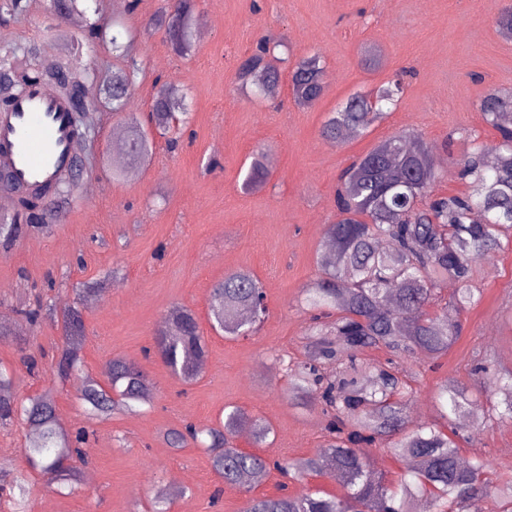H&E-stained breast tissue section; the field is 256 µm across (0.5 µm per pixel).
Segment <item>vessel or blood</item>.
<instances>
[{"label": "vessel or blood", "instance_id": "b4317fda", "mask_svg": "<svg viewBox=\"0 0 512 512\" xmlns=\"http://www.w3.org/2000/svg\"><path fill=\"white\" fill-rule=\"evenodd\" d=\"M69 112L68 101L35 84L9 112L0 114V160L18 181L45 184L71 167Z\"/></svg>", "mask_w": 512, "mask_h": 512}]
</instances>
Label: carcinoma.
<instances>
[{
  "label": "carcinoma",
  "instance_id": "obj_1",
  "mask_svg": "<svg viewBox=\"0 0 512 512\" xmlns=\"http://www.w3.org/2000/svg\"><path fill=\"white\" fill-rule=\"evenodd\" d=\"M192 0H172L176 24L165 25L175 51L186 54ZM112 35V53L126 59V67L113 73L112 109L122 111L128 87L140 72L137 60L127 57L133 32ZM12 49L0 58V85L11 86L26 79L11 67ZM362 65L370 70L383 66L380 49L365 48ZM279 60L268 42L259 40L254 53L242 61L237 78L268 91L280 82ZM325 70L315 57H302L289 71L293 101L311 107L324 90ZM402 75L395 74L380 86L355 93L327 119L322 137L342 141L345 133L367 134L385 117L382 104L398 101L403 92ZM184 93L161 84L148 113L147 125L137 119L127 122L126 135L112 151V176L123 177L129 164L151 154L155 127L166 135L183 111ZM479 110L500 135L490 147L473 141L472 151L459 163L458 175L466 181L461 194L433 193L442 178L431 147L409 146L410 134L397 132L358 157L340 175L336 221L325 225V241L334 245L335 256L319 258L318 275L304 288V303L313 312L311 351L296 361L275 353L273 361L291 378L288 398L321 405L328 439L313 455L288 463L270 462L233 443L239 429L249 426L253 443L262 445L270 433L267 423L254 419L239 406L224 414L216 426L186 424L171 432L168 443L181 448L191 440L202 445L215 474L224 486L249 493L251 476L274 469L294 482L330 470L343 478L339 493L314 491L297 495L251 496L245 512H467L468 504L489 494L499 499L500 512H512V478L496 475L489 461L476 457L461 462L460 448L448 434L452 416L472 402L468 391L443 383L441 421L407 427L406 405L413 395L405 367L424 351L437 360L459 339V320L448 308L436 309L440 283L452 280L456 288V311L478 303L473 287L479 265L492 263L512 245V96L496 89L486 92ZM267 172L255 161L246 173L243 187L265 183ZM262 284L249 272L231 270L210 289L211 327L229 338L250 335L266 317L261 303ZM167 329L159 331L156 353L182 382H195L206 366L210 350L195 314L184 307L169 312ZM63 339L53 373L66 382L81 363L85 336L79 307L62 314ZM370 348H383L389 357L375 368L373 380L363 382L362 355ZM108 384L84 376L81 400L91 412L108 417L116 412L137 413L153 404L156 386L139 365L124 356L112 357L107 365ZM13 376L0 369V424L16 419L29 430L25 452L30 466L47 477L56 493L72 489L79 467L87 464L83 445L89 432L64 428L58 421L49 391L16 400ZM486 409L477 424L494 428L512 421V371L494 373L485 387ZM384 443L387 450L406 464V476L393 483L372 468L369 446ZM29 477L0 479V504L10 512H28Z\"/></svg>",
  "mask_w": 512,
  "mask_h": 512
}]
</instances>
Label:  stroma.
<instances>
[{
    "label": "stroma",
    "instance_id": "35a3bbf8",
    "mask_svg": "<svg viewBox=\"0 0 512 512\" xmlns=\"http://www.w3.org/2000/svg\"><path fill=\"white\" fill-rule=\"evenodd\" d=\"M512 0H195L193 19H205L204 36L193 39L184 56L172 48L165 28L152 20L163 0H79L61 18L49 0H27V11L0 16V47L37 45L48 67L63 56L61 35H72L73 20L122 18L138 33L130 53L143 67L123 112L109 103L99 109L96 144L111 150L113 128L129 116L146 119L161 80L185 94L186 121L177 145L156 137L150 161L114 179L109 166L94 169L92 181L110 191L87 196L78 190L59 222L40 227L18 220L13 241L0 240V324L11 336L0 339V365L14 372L13 393L26 397L52 390L57 414L69 428L84 427L90 464L72 493L39 490L31 512H151V501L174 475L185 482L169 494V512H244L248 495L275 496L321 488L341 490L333 477L319 475L284 483L270 471L252 493L224 487L207 454L189 442L169 446L167 434L183 425H206L236 405L267 422L265 446L254 447L249 429L235 443L274 461L306 457L325 442L326 421L319 406L288 401V378L271 355L280 350L304 357L309 316L302 290L317 271L324 227L336 217L341 171L381 140L406 131L431 146L443 171L439 194L464 192L456 164L471 137L496 145L478 103L488 89L512 94V40L496 19ZM276 42V56L296 60L319 56L326 69L322 97L297 107L288 81L265 99H255L236 79L240 60L260 38ZM378 46L384 66L360 64L364 46ZM73 63L88 67L87 87L103 95L124 60L110 42L72 51ZM406 71L405 89L395 110L367 135L341 143L322 138L321 128L351 94L380 85ZM264 156L270 175L264 186H242L255 156ZM243 269L264 286L269 312L252 336L219 335L209 321L208 290L225 272ZM106 279L97 304L77 293ZM482 298L461 314V336L447 355L431 361L417 354L406 368L414 394L411 424L438 416L441 384L479 393L487 379L478 360L512 370V250L477 269ZM43 299L55 309L80 306L86 327L82 373L106 381L116 355L137 361L156 385L152 407L139 414L99 418L78 398L80 376L55 384L51 368L62 342L60 321L48 317L29 324L22 309ZM176 305L195 314L211 355L199 379L182 383L152 354L155 335ZM34 357L44 373L30 377L23 360ZM482 404L458 416V444L465 459L488 458L502 477L512 476V426L483 429L475 420Z\"/></svg>",
    "mask_w": 512,
    "mask_h": 512
}]
</instances>
